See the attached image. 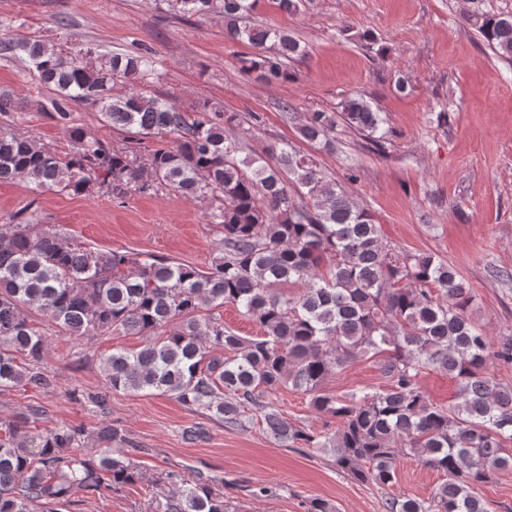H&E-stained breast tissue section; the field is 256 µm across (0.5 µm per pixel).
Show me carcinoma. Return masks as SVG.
Here are the masks:
<instances>
[{
	"mask_svg": "<svg viewBox=\"0 0 512 512\" xmlns=\"http://www.w3.org/2000/svg\"><path fill=\"white\" fill-rule=\"evenodd\" d=\"M255 0H171L185 14L224 17V35L254 52L239 60L256 79L287 81L285 62L304 55L290 32L251 19ZM487 45L512 62V12H471ZM18 51L48 90V111L68 138L59 154L0 125V182L23 178L39 188L83 193L104 188L118 198L166 188L216 202L222 234L202 270L163 258L99 250L22 209L0 225V389L49 391L39 367L47 337L36 312L63 336H144L136 349L100 356L108 391L157 392L192 412L247 428L260 418L286 448L327 453L361 483L395 482L401 457L445 479L427 499L385 498V512H489L477 493L493 472L512 467V386L488 362L512 364V334L494 338L471 312L469 284L432 253L406 251L382 237L314 154L288 142L242 155L261 123L255 112H227L210 101L186 111L138 87L154 72L145 54L67 56L38 38L0 42ZM100 108L105 125L124 133L112 144L70 125L72 107ZM379 143L385 118L369 101L347 96L341 111L307 113L299 139L332 146L337 120ZM236 306L260 329L245 338L215 310ZM373 358L383 385L344 395L323 391L333 372ZM428 370L448 374L457 402L442 406L421 390ZM291 387L309 397L336 428L313 431L288 421L267 397ZM21 421L0 433V512H80L139 478L113 453L124 435L94 431L98 448L82 452L80 433L46 427L31 436ZM196 424L182 430L195 445ZM166 512H226L204 484L179 489Z\"/></svg>",
	"mask_w": 512,
	"mask_h": 512,
	"instance_id": "1",
	"label": "carcinoma"
}]
</instances>
